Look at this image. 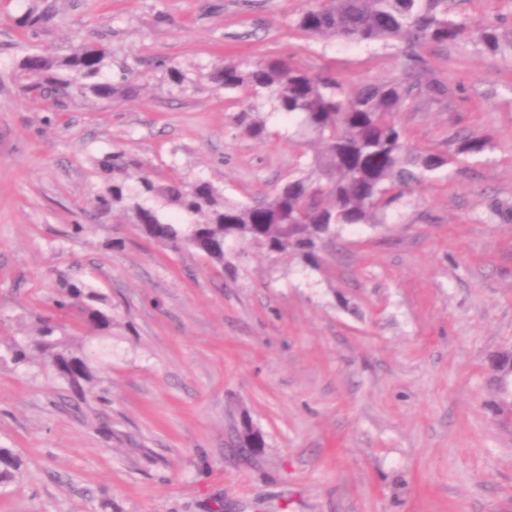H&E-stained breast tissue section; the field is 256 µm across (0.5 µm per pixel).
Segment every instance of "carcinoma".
<instances>
[{"label": "carcinoma", "instance_id": "obj_1", "mask_svg": "<svg viewBox=\"0 0 512 512\" xmlns=\"http://www.w3.org/2000/svg\"><path fill=\"white\" fill-rule=\"evenodd\" d=\"M296 27L314 36L390 43L405 57L406 69L398 77L347 90L332 76L311 74L284 58L218 66L208 74L216 88L266 97L272 111L296 123L307 136L302 147L313 154L311 166L272 192L237 203L204 179L158 183L140 175L132 187L128 181L135 161L113 151L99 161L105 188L93 206L123 210L144 238L174 251L196 250L218 266L224 265L229 241L268 254L293 253L314 266L322 244L336 229L384 222L405 191L451 163L452 156L433 148L415 149L396 119L419 101L454 95L450 84L427 69L424 50L465 42L512 59V26L453 17L448 0H313ZM111 59L110 46L81 43L64 57L28 53L14 61L13 69L25 95L62 109L76 97L110 102L137 94L138 85L128 77L118 83L105 77ZM239 127L252 139L268 135L261 107L255 104L242 113ZM449 144L457 156H479L490 148L488 139L477 136L456 135ZM165 209L170 215H164ZM52 308L65 313L77 308L82 321L99 331L112 325L106 295L81 279L63 283ZM32 351L41 354L81 400L95 394V371L65 325L49 316L40 318L35 338L11 345L0 354V363L25 364ZM492 372L501 395L499 412L511 421V351L496 356ZM18 470L12 452L0 448V485L14 481Z\"/></svg>", "mask_w": 512, "mask_h": 512}]
</instances>
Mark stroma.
I'll return each mask as SVG.
<instances>
[{
    "label": "stroma",
    "instance_id": "stroma-1",
    "mask_svg": "<svg viewBox=\"0 0 512 512\" xmlns=\"http://www.w3.org/2000/svg\"><path fill=\"white\" fill-rule=\"evenodd\" d=\"M306 5L0 0V350L33 336L62 279L112 303L102 334L63 317L95 356L88 402L39 358L0 364V448L20 465L0 512H512V424L489 372L512 350V222L490 211L512 203V62L425 51L457 94L399 114L411 144L486 135L492 150L405 192L387 223L342 229L317 266L232 242L220 267L92 206L115 150L240 201L293 174V124L241 134L250 102L215 90L214 66L279 56L348 87L402 73L394 47L297 30ZM30 12L45 24L23 27ZM81 42L111 46L109 76L137 96L57 111L21 92L13 60ZM245 419L265 440L246 454L231 446Z\"/></svg>",
    "mask_w": 512,
    "mask_h": 512
}]
</instances>
